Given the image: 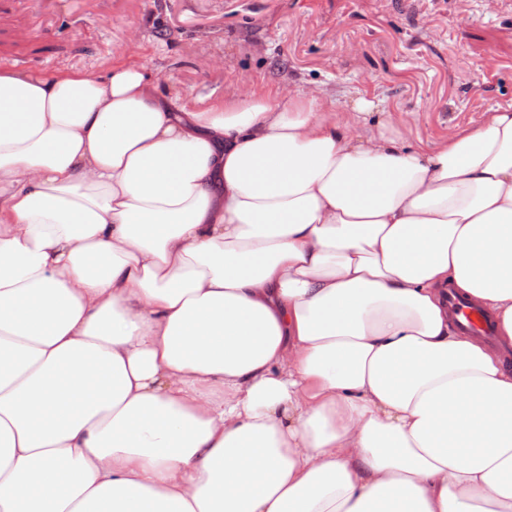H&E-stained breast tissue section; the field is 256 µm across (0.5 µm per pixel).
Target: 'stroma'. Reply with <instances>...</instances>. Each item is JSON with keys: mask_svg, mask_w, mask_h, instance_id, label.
Segmentation results:
<instances>
[{"mask_svg": "<svg viewBox=\"0 0 512 512\" xmlns=\"http://www.w3.org/2000/svg\"><path fill=\"white\" fill-rule=\"evenodd\" d=\"M118 61L156 69L190 110L320 88L434 143L512 108V0H0V66Z\"/></svg>", "mask_w": 512, "mask_h": 512, "instance_id": "35a3bbf8", "label": "stroma"}]
</instances>
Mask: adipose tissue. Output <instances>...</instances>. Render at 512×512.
<instances>
[{"mask_svg":"<svg viewBox=\"0 0 512 512\" xmlns=\"http://www.w3.org/2000/svg\"><path fill=\"white\" fill-rule=\"evenodd\" d=\"M158 86L0 69V512H512V109ZM448 304L455 317L456 324L463 330L478 334L480 336L492 337L493 325L479 311L462 297L451 294Z\"/></svg>","mask_w":512,"mask_h":512,"instance_id":"1","label":"adipose tissue"}]
</instances>
